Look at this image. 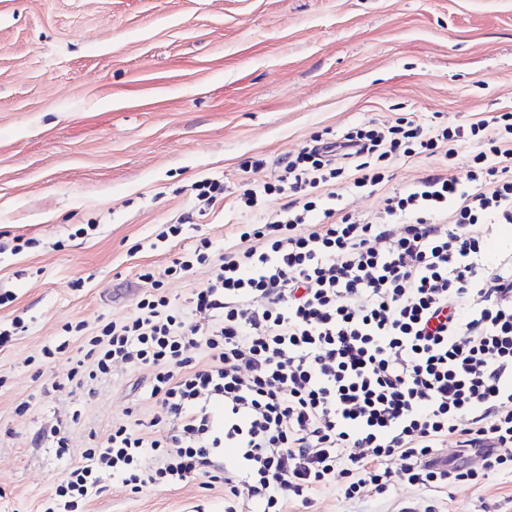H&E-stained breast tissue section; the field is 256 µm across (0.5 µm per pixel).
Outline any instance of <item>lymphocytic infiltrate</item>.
I'll list each match as a JSON object with an SVG mask.
<instances>
[{"instance_id": "1", "label": "lymphocytic infiltrate", "mask_w": 512, "mask_h": 512, "mask_svg": "<svg viewBox=\"0 0 512 512\" xmlns=\"http://www.w3.org/2000/svg\"><path fill=\"white\" fill-rule=\"evenodd\" d=\"M467 142L478 150L462 170ZM421 154L435 167L382 212L347 211L350 188L382 184L386 161ZM277 166L238 206L285 204L238 226L217 260L205 240L182 262L210 272L195 320L154 279L132 317L89 339L71 379L153 367L169 428L157 438L113 425L56 496L92 499L107 475L135 493L203 477L223 483L224 512L245 501L286 512L333 479L353 499L399 481L440 492L512 473V256L489 263L483 236L512 224V113L317 135ZM200 345L207 360L188 354ZM227 448L228 466L217 460ZM145 453L149 473L136 467Z\"/></svg>"}]
</instances>
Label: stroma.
<instances>
[{
    "label": "stroma",
    "mask_w": 512,
    "mask_h": 512,
    "mask_svg": "<svg viewBox=\"0 0 512 512\" xmlns=\"http://www.w3.org/2000/svg\"><path fill=\"white\" fill-rule=\"evenodd\" d=\"M512 112V0H0V512H45L71 463L113 424L161 435L153 370L119 366L77 387L88 337L163 280L189 312L208 272L171 273L313 135L414 115L467 125ZM433 165L393 161L349 197L378 211ZM224 185L209 206L193 187ZM181 224L170 236L166 228ZM32 239L12 251L13 237ZM81 322L83 334L63 327ZM67 341L48 358L44 347ZM64 437L70 453L56 455ZM512 512V476L430 492L403 482L346 499L331 481L288 512ZM82 512H224V486L188 479L134 493L106 479Z\"/></svg>",
    "instance_id": "obj_1"
}]
</instances>
